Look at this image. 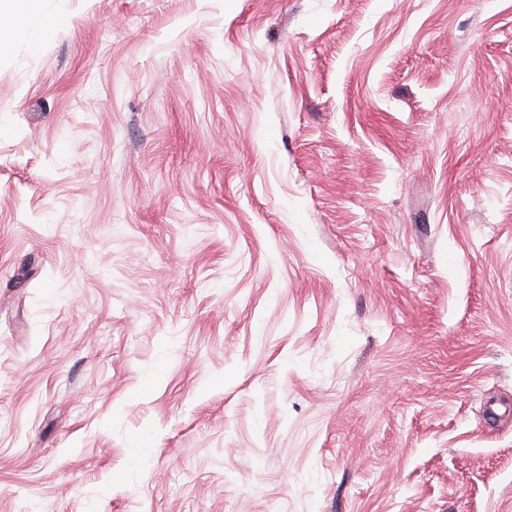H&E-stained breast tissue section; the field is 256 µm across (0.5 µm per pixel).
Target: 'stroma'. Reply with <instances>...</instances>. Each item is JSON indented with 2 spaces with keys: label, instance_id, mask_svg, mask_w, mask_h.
<instances>
[{
  "label": "stroma",
  "instance_id": "obj_1",
  "mask_svg": "<svg viewBox=\"0 0 512 512\" xmlns=\"http://www.w3.org/2000/svg\"><path fill=\"white\" fill-rule=\"evenodd\" d=\"M0 512H512V0H36Z\"/></svg>",
  "mask_w": 512,
  "mask_h": 512
}]
</instances>
